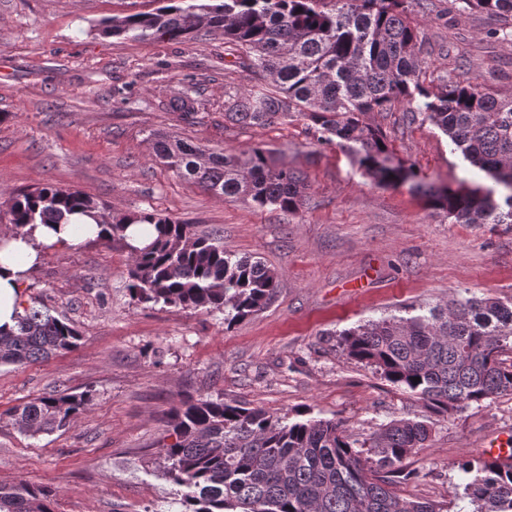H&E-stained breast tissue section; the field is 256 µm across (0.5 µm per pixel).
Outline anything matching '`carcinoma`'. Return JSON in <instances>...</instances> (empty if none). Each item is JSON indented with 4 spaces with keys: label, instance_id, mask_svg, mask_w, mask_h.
Instances as JSON below:
<instances>
[{
    "label": "carcinoma",
    "instance_id": "carcinoma-1",
    "mask_svg": "<svg viewBox=\"0 0 512 512\" xmlns=\"http://www.w3.org/2000/svg\"><path fill=\"white\" fill-rule=\"evenodd\" d=\"M464 14L479 10L512 28V0H454ZM427 0H179L154 12L103 22L102 34L133 40L190 41L202 29L224 35L235 64L255 75L244 91L224 89V121L264 126L276 119L308 120L324 144L359 156L383 182L417 177L392 166L387 134L371 115L408 106L435 125L503 194L477 187L451 190L417 184L431 206L460 224H512V95L499 97L463 70L436 86L421 81L423 32L411 14ZM189 93L166 104L194 116ZM153 152L167 169L217 198L298 212L305 183L255 147L242 154L209 149L183 138L155 135ZM10 232L66 224L74 212L101 220L98 239L129 247L127 230L149 224L154 238L134 248L127 290L140 303L224 312L231 325L263 310L275 297L279 274L259 260L238 258L192 225L153 212L109 216L79 190L51 184L12 193ZM79 331L38 298L0 332V365H26L76 346ZM347 356L446 415L472 403L512 394V303L455 294L409 317L390 316L347 330ZM87 390L54 392L13 409L11 425L36 435L68 428L92 404ZM175 441L164 447L167 473L183 488V512H446L431 500L401 496L409 474L403 461L426 446L428 419H398L364 441L341 421L284 422L260 407L221 397L180 401L172 412ZM375 449L378 459L364 456ZM471 475L463 497L472 512H512V462L463 460ZM51 491L20 481L0 483V512H51Z\"/></svg>",
    "mask_w": 512,
    "mask_h": 512
}]
</instances>
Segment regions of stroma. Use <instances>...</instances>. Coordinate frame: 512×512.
Returning <instances> with one entry per match:
<instances>
[{
  "instance_id": "stroma-1",
  "label": "stroma",
  "mask_w": 512,
  "mask_h": 512,
  "mask_svg": "<svg viewBox=\"0 0 512 512\" xmlns=\"http://www.w3.org/2000/svg\"><path fill=\"white\" fill-rule=\"evenodd\" d=\"M163 0H0V225L12 192L52 184L80 190L115 214L153 210L261 260L280 275L274 300L232 327L221 312L151 306L126 289L132 262L121 244L47 246L24 284L72 321L77 346L47 361L0 366V482L48 487L53 512H180L165 472L169 414L187 395L222 397L273 417L345 420L365 439L400 418L425 415L338 346L343 331L436 305L463 290L512 300V224H455L410 183L382 185L358 158L319 144L304 120L242 128L224 120V88H251L229 65L224 39L191 42L108 37L104 20ZM417 18L425 34L421 79L469 67L501 97L512 95V41L489 36L498 21L433 0ZM200 113L164 110L188 84ZM394 158L435 185L490 187L447 136L404 109L375 115ZM240 154L260 146L299 169L304 205L288 214L221 199L176 177L152 156L156 133ZM92 391L68 429L30 436L3 415L56 391ZM512 448V395L434 420L428 448L404 462L399 486L448 512H469L461 459Z\"/></svg>"
}]
</instances>
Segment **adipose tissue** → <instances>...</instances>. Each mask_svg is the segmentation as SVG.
<instances>
[{"label": "adipose tissue", "instance_id": "1", "mask_svg": "<svg viewBox=\"0 0 512 512\" xmlns=\"http://www.w3.org/2000/svg\"><path fill=\"white\" fill-rule=\"evenodd\" d=\"M100 231V226L90 218L76 214L66 224L40 225L30 237L0 235V329L14 328L15 317L22 310L21 289L44 247L75 246L82 238L96 237Z\"/></svg>", "mask_w": 512, "mask_h": 512}]
</instances>
